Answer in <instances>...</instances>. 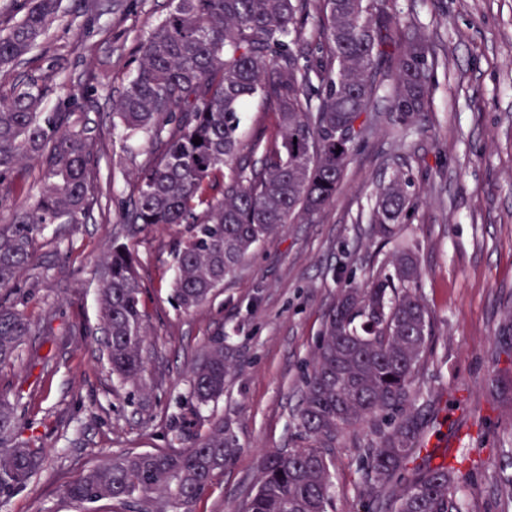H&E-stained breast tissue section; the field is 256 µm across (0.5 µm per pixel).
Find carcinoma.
<instances>
[{
	"instance_id": "cac0c4a2",
	"label": "carcinoma",
	"mask_w": 512,
	"mask_h": 512,
	"mask_svg": "<svg viewBox=\"0 0 512 512\" xmlns=\"http://www.w3.org/2000/svg\"><path fill=\"white\" fill-rule=\"evenodd\" d=\"M388 0H172L137 49L135 74L112 101V125L142 138L153 164L118 209L135 236L146 227L186 224L173 250V299L204 304L259 244L287 224L311 223L336 195L355 140L374 117L385 78L395 80L389 112L409 125L425 111L434 57L427 35L394 25ZM62 0H24L0 29V212L39 165L34 204L0 225V366L12 363L32 324L5 295L34 259L48 224H84L95 204L96 134L83 118L43 112V89L15 69L59 18ZM316 19L313 39L306 37ZM260 97L274 104L280 139L245 146L241 112ZM201 138L196 145L193 139ZM410 171L379 186L370 210L386 237L412 207ZM127 244L114 241L99 267L100 324L112 373L133 383L144 367L142 284ZM422 272L413 248L399 247L391 270L366 288H345L328 312L297 414L299 442L262 457L255 493L242 512H330L329 449L336 435L381 417L366 449L370 512H460L458 469L449 448L423 449L412 385L432 344L430 313L415 292ZM224 337L210 339L191 369L192 395H224ZM16 406L0 394V498L40 469L43 455L14 441ZM224 418L188 448L115 456L92 468L66 496L80 504L144 502L174 489L194 502L233 456Z\"/></svg>"
}]
</instances>
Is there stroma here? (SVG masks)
<instances>
[{
  "label": "stroma",
  "instance_id": "stroma-1",
  "mask_svg": "<svg viewBox=\"0 0 512 512\" xmlns=\"http://www.w3.org/2000/svg\"><path fill=\"white\" fill-rule=\"evenodd\" d=\"M405 19L430 36L438 65L426 112L409 129L382 117L354 145L332 203L310 224H290L257 247L192 311L171 299V249L183 224L148 228L128 245L144 286L149 338L139 385L112 375L98 318V264L119 227L93 216L79 229L49 225L34 266L10 300L32 323L14 364L0 368V390L18 407L17 440L42 449L41 469L0 499V512H129L102 500L66 497L68 486L117 455L189 447L223 418L237 444L210 487L182 507L154 495L153 512H241L270 451L297 440L304 377L340 289L388 270L391 246L368 222L380 182L410 169L415 206L394 228L416 247L418 292L434 338L415 381L426 417L447 416L453 453L480 460L458 475L464 512H512V406L492 404L487 388L512 370V0H398ZM168 0H112L63 13L42 47L17 69L44 89L43 109L78 108L98 137L95 195L111 208L151 163L145 141L112 125L111 101L135 69L140 39ZM244 143L278 137L277 114L254 100ZM233 360L224 394L206 406L191 393L190 370L211 337ZM375 424L340 432L330 451L335 512H367L365 450Z\"/></svg>",
  "mask_w": 512,
  "mask_h": 512
}]
</instances>
